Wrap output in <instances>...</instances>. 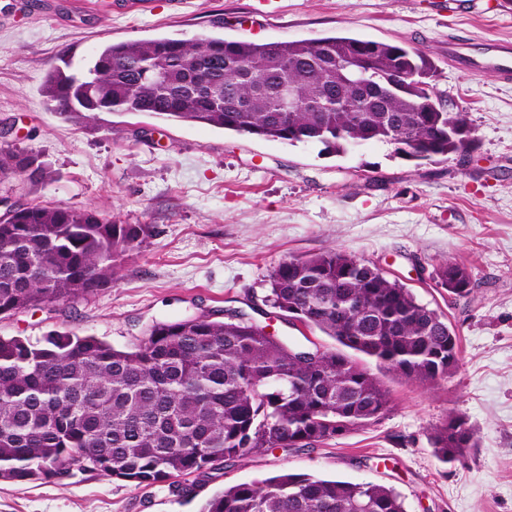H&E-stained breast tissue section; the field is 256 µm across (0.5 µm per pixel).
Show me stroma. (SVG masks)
Segmentation results:
<instances>
[{"label":"stroma","instance_id":"stroma-1","mask_svg":"<svg viewBox=\"0 0 512 512\" xmlns=\"http://www.w3.org/2000/svg\"><path fill=\"white\" fill-rule=\"evenodd\" d=\"M208 35L254 41L324 36L384 40L426 53L443 104L475 131L462 155L418 165L369 143L336 155L147 112L49 110L50 68L78 69L121 41ZM512 41L502 0H0V147L37 157L47 180L0 179V199L65 204L152 234L91 297L0 320V336L53 331L122 347L153 322L245 312L284 340L330 344L279 316L271 274L287 259L339 248L375 264L436 310L460 339L446 378L410 382L386 370L389 411L312 448L257 453L175 483L137 485L99 471L57 480H0V512H201L225 487L284 472L372 482L407 512H512V82L470 73L448 42ZM464 263L468 297L436 285L437 267ZM462 416L478 446L442 463L432 438Z\"/></svg>","mask_w":512,"mask_h":512}]
</instances>
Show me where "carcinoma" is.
Wrapping results in <instances>:
<instances>
[{
	"instance_id": "obj_1",
	"label": "carcinoma",
	"mask_w": 512,
	"mask_h": 512,
	"mask_svg": "<svg viewBox=\"0 0 512 512\" xmlns=\"http://www.w3.org/2000/svg\"><path fill=\"white\" fill-rule=\"evenodd\" d=\"M433 69L417 49L356 37H163L107 44L78 74L55 67L44 93L54 112H149L343 154L389 145L400 128L406 158L434 162L464 153L456 129L468 126L466 113L446 111L427 81L396 96L383 88L400 70ZM285 86L322 110L281 111ZM0 174L47 177L37 158L3 148ZM150 235L147 224L62 204L1 218L0 317L91 296ZM436 284L464 298L471 274L450 261L436 269ZM271 295L281 315L335 345L309 361L243 317L155 322L131 347L58 331L36 342L0 336V480L40 479L49 469L70 476L73 455L84 451L103 473L156 484L273 448L314 447L389 410L364 360L419 382L448 377L457 362V333L441 315L344 250L279 263ZM432 445L440 461L464 464L476 442L453 415ZM201 512L406 510L383 485L285 473L226 487Z\"/></svg>"
}]
</instances>
